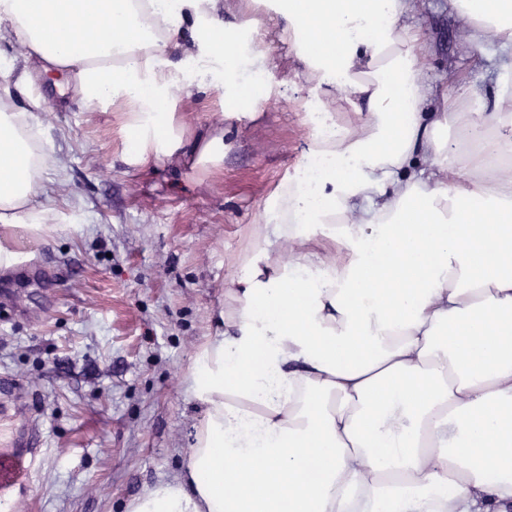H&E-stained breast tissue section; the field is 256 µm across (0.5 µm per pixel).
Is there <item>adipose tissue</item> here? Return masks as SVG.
<instances>
[{
    "instance_id": "adipose-tissue-1",
    "label": "adipose tissue",
    "mask_w": 512,
    "mask_h": 512,
    "mask_svg": "<svg viewBox=\"0 0 512 512\" xmlns=\"http://www.w3.org/2000/svg\"><path fill=\"white\" fill-rule=\"evenodd\" d=\"M279 2L298 106L320 108L306 154L330 168L259 210L224 330L188 371L201 416L184 467L125 512H512V0H451L494 52L495 92L474 112L463 83L430 113L410 0ZM267 3L0 0V25L31 72L112 108L126 164L209 177L225 130L184 122L181 91L223 68L225 118L256 117L271 64L239 34ZM338 104L366 105L362 128ZM53 163L0 86V268L14 236L47 231Z\"/></svg>"
}]
</instances>
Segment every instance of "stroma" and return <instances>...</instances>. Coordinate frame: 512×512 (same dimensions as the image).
<instances>
[{
  "instance_id": "stroma-1",
  "label": "stroma",
  "mask_w": 512,
  "mask_h": 512,
  "mask_svg": "<svg viewBox=\"0 0 512 512\" xmlns=\"http://www.w3.org/2000/svg\"><path fill=\"white\" fill-rule=\"evenodd\" d=\"M407 22L426 34L424 86L452 94L463 80L492 95L494 65L475 60L448 0H414ZM274 29L264 17L252 41L288 84L256 120L231 122L224 168L206 179L128 167L112 110L86 108L51 78L20 94L25 107L40 99L54 164L39 199L63 217L0 269V462L38 435L0 512H124L182 468L200 415L191 359L219 328L255 216L307 145L309 117L295 107L307 88ZM217 95L188 84L185 122L223 121Z\"/></svg>"
}]
</instances>
